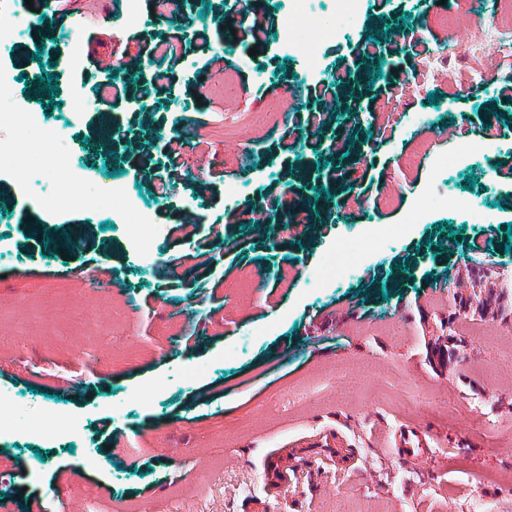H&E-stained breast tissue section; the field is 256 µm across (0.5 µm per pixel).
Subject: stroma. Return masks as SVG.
<instances>
[{"label":"stroma","instance_id":"35a3bbf8","mask_svg":"<svg viewBox=\"0 0 512 512\" xmlns=\"http://www.w3.org/2000/svg\"><path fill=\"white\" fill-rule=\"evenodd\" d=\"M151 2L132 16L127 0H69L63 17L58 0H0V24L20 33L0 51L20 75L0 112L55 122L72 91L85 104L51 174L28 183L0 167V399L24 398L27 419L65 412L83 441L2 435L0 481L41 512H512V486L496 479L512 469V105L498 99L512 56L492 45L471 55L472 27L435 21L470 15L474 0H364L310 76L304 45L276 46L287 0H246L269 26L256 56L245 24L223 30L239 0H181L167 17ZM64 39L81 48L66 71L54 64ZM373 39L383 52L359 54ZM162 41L183 59L157 82ZM427 52L447 57L429 96L398 97ZM228 67L236 89L213 95ZM46 74L57 91L34 96ZM114 78L127 91L109 88ZM277 85L292 106L285 125L216 135L263 111ZM107 121L117 133L103 147ZM466 132L490 133L487 164L445 177L437 161ZM173 134L183 148L171 167ZM71 164L92 191L131 175L147 202L157 179L170 186L156 215L166 279L139 265L131 215L105 229L61 204ZM233 184L245 198L228 195ZM425 190L439 204L424 216ZM453 193L478 210L445 205ZM293 209L307 222L291 223ZM31 222L51 237L85 230L91 246L26 250ZM374 230L391 239L349 281L322 278L338 241ZM289 264L297 277L281 279ZM22 306L44 328H20ZM147 389L152 400L135 402ZM404 427L426 435L413 467L430 483L407 480L390 450Z\"/></svg>","mask_w":512,"mask_h":512}]
</instances>
